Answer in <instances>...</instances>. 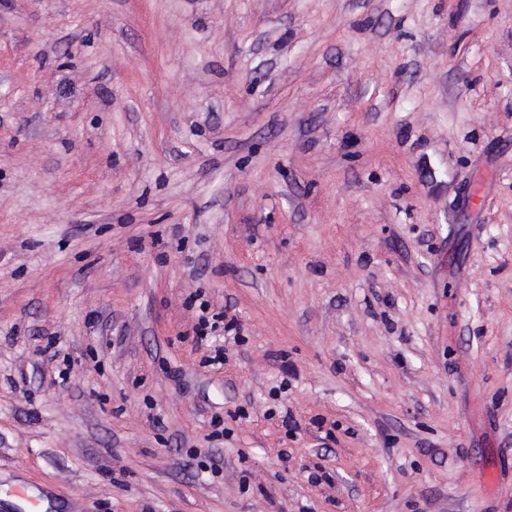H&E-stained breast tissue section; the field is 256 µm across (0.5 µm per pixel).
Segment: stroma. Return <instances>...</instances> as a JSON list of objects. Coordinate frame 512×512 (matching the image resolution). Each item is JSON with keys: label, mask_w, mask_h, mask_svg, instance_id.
Masks as SVG:
<instances>
[{"label": "stroma", "mask_w": 512, "mask_h": 512, "mask_svg": "<svg viewBox=\"0 0 512 512\" xmlns=\"http://www.w3.org/2000/svg\"><path fill=\"white\" fill-rule=\"evenodd\" d=\"M34 498L512 512V0H0V512Z\"/></svg>", "instance_id": "1"}]
</instances>
